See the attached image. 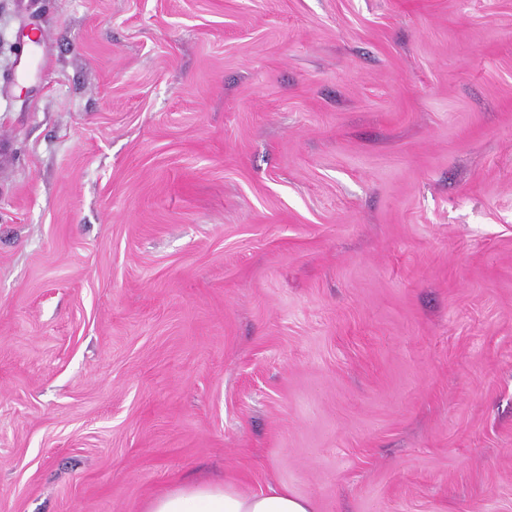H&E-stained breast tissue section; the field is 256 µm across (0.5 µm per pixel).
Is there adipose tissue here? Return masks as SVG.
Returning <instances> with one entry per match:
<instances>
[{"label":"adipose tissue","instance_id":"adipose-tissue-1","mask_svg":"<svg viewBox=\"0 0 512 512\" xmlns=\"http://www.w3.org/2000/svg\"><path fill=\"white\" fill-rule=\"evenodd\" d=\"M146 512H313V505L282 484L246 493L227 479L175 487L153 498Z\"/></svg>","mask_w":512,"mask_h":512}]
</instances>
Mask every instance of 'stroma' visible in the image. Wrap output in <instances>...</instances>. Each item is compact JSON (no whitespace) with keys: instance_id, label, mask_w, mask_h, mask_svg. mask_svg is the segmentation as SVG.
<instances>
[{"instance_id":"1","label":"stroma","mask_w":512,"mask_h":512,"mask_svg":"<svg viewBox=\"0 0 512 512\" xmlns=\"http://www.w3.org/2000/svg\"><path fill=\"white\" fill-rule=\"evenodd\" d=\"M226 474L512 512V0H0V512Z\"/></svg>"}]
</instances>
